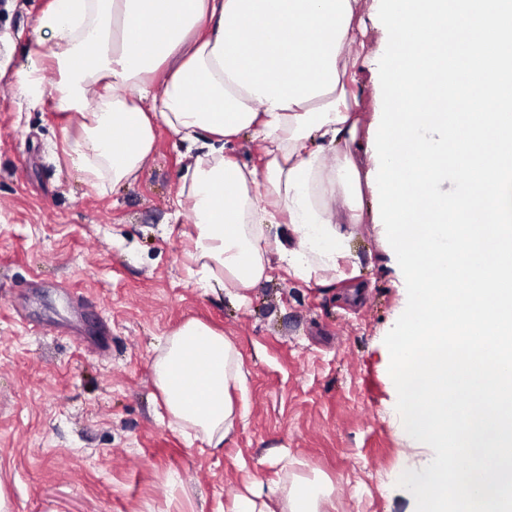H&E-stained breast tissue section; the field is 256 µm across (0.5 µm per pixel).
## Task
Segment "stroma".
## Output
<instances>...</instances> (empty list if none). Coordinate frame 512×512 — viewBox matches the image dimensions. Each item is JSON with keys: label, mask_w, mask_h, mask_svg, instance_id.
<instances>
[{"label": "stroma", "mask_w": 512, "mask_h": 512, "mask_svg": "<svg viewBox=\"0 0 512 512\" xmlns=\"http://www.w3.org/2000/svg\"><path fill=\"white\" fill-rule=\"evenodd\" d=\"M51 0H0V504L5 512H224L252 477L320 478L326 512H415L397 484L432 449L405 431L384 339L407 305L380 225L360 274L274 267L241 306L189 278V160L164 123L136 180L96 190L67 121L18 73ZM237 345L247 417L224 449L171 430L151 365L183 323ZM291 466H284V459Z\"/></svg>", "instance_id": "1"}]
</instances>
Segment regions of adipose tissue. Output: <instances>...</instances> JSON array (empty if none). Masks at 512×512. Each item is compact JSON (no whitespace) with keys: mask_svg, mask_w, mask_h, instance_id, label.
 I'll list each match as a JSON object with an SVG mask.
<instances>
[{"mask_svg":"<svg viewBox=\"0 0 512 512\" xmlns=\"http://www.w3.org/2000/svg\"><path fill=\"white\" fill-rule=\"evenodd\" d=\"M362 0H53L33 31L36 88L68 120V163L94 188L136 179L164 123L198 153L183 192L194 232L191 278L239 303L272 260L295 276L339 274L365 219L368 171L356 160L355 81L348 51ZM54 45L45 48V36ZM261 142L263 165L226 149ZM170 428L222 448L246 417L234 393L248 375L235 342L198 321L182 324L152 362ZM318 481L288 490L255 481L224 512H323Z\"/></svg>","mask_w":512,"mask_h":512,"instance_id":"obj_1","label":"adipose tissue"}]
</instances>
